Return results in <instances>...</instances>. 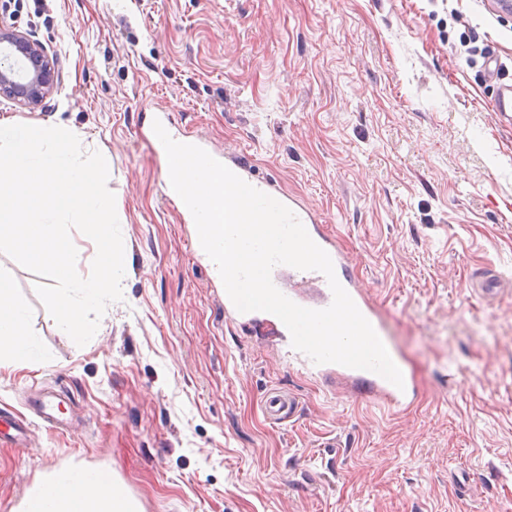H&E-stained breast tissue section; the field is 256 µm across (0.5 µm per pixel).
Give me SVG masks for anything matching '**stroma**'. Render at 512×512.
Segmentation results:
<instances>
[{
    "label": "stroma",
    "instance_id": "obj_1",
    "mask_svg": "<svg viewBox=\"0 0 512 512\" xmlns=\"http://www.w3.org/2000/svg\"><path fill=\"white\" fill-rule=\"evenodd\" d=\"M57 56L43 108L99 151L130 261L85 345L0 254L41 360L0 364V512L100 468L140 512H512V18L496 0H0ZM498 64L497 75L488 67ZM217 160L312 207L415 385L406 406L289 361L272 323L224 319L164 199L157 112ZM494 273L496 294L473 288ZM298 402L267 420L272 390ZM61 396L60 426L36 420Z\"/></svg>",
    "mask_w": 512,
    "mask_h": 512
}]
</instances>
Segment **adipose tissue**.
Returning a JSON list of instances; mask_svg holds the SVG:
<instances>
[{
  "mask_svg": "<svg viewBox=\"0 0 512 512\" xmlns=\"http://www.w3.org/2000/svg\"><path fill=\"white\" fill-rule=\"evenodd\" d=\"M34 365L41 357L36 349L24 307L17 301L11 280L0 273V359ZM83 468L65 469L62 478H49L37 493L52 492L46 512H138L116 483L91 484L83 480Z\"/></svg>",
  "mask_w": 512,
  "mask_h": 512,
  "instance_id": "obj_1",
  "label": "adipose tissue"
}]
</instances>
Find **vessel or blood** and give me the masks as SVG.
Listing matches in <instances>:
<instances>
[{
    "instance_id": "obj_1",
    "label": "vessel or blood",
    "mask_w": 512,
    "mask_h": 512,
    "mask_svg": "<svg viewBox=\"0 0 512 512\" xmlns=\"http://www.w3.org/2000/svg\"><path fill=\"white\" fill-rule=\"evenodd\" d=\"M283 203L295 213L313 241L329 254L339 283L350 295L363 316L370 322L372 327H379L380 321L375 309L362 292L359 282L350 277L347 273L349 261L338 239L334 235L324 231L320 225L316 224L315 215L309 208L295 203V201L289 197L284 198ZM287 276L303 281L311 280L316 282L322 291V306L326 307L331 304L333 295L323 274L316 271H300L294 268L288 270L280 265L275 267L272 272V279L275 286H282L283 279ZM337 371L355 381L361 391L381 396L388 405L393 407L406 405L413 392L411 386L407 385L401 389L397 388L382 376L370 371L349 368L343 365L338 366ZM265 412L268 419L274 421L283 420L295 414L296 404L293 398L278 392H273L270 393L265 400Z\"/></svg>"
}]
</instances>
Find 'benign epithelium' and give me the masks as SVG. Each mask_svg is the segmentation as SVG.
<instances>
[{"mask_svg": "<svg viewBox=\"0 0 512 512\" xmlns=\"http://www.w3.org/2000/svg\"><path fill=\"white\" fill-rule=\"evenodd\" d=\"M57 79L56 57L29 33L0 20V98L35 110L52 92Z\"/></svg>", "mask_w": 512, "mask_h": 512, "instance_id": "7a95c632", "label": "benign epithelium"}]
</instances>
